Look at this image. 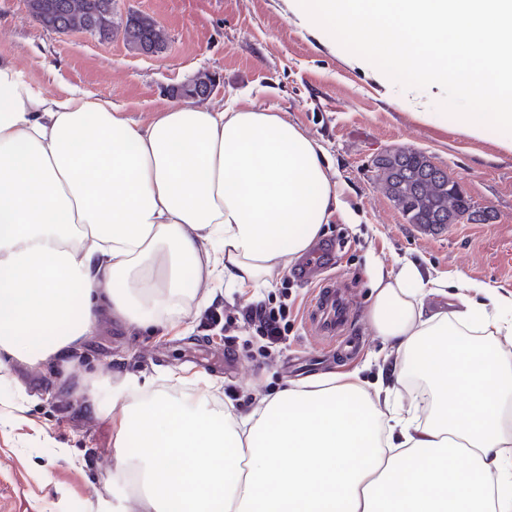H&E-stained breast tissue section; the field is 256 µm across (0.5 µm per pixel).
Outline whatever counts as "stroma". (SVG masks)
Returning a JSON list of instances; mask_svg holds the SVG:
<instances>
[{
  "label": "stroma",
  "mask_w": 512,
  "mask_h": 512,
  "mask_svg": "<svg viewBox=\"0 0 512 512\" xmlns=\"http://www.w3.org/2000/svg\"><path fill=\"white\" fill-rule=\"evenodd\" d=\"M131 12L164 31L162 52L131 49L119 29L108 41L50 32L25 0H0V57L11 58L48 94L80 90L124 106L142 122L173 103V88L203 71L216 76L209 103L249 101L287 113L329 156V176L347 204L348 219L331 218L320 238L334 247L323 272L349 292L358 315L354 331L364 343L342 361L328 340L315 337L306 314L314 284L298 277L296 261L261 291L271 302L289 301L293 321L287 343L266 359L247 345L239 323L230 330L236 365L228 368L223 336L201 318L176 336L102 319L76 370L53 362L0 367V512H96L100 498L119 493L112 482V421L73 404L75 372L152 377L157 389L176 396L182 388L166 376L188 367L216 381L215 411L229 402L245 412L256 393L330 370L357 368L375 381L385 349L367 316L372 260L391 270L408 259L433 277L512 292V154L502 153L495 137L477 140L419 122L417 113L434 111L438 95L376 83L351 64L349 52L322 47L291 21L284 0H117V20ZM409 95L412 106H400ZM398 148L423 152L447 168L488 221L456 224L439 236L413 231L374 168L378 156ZM15 385L27 395L19 407L11 402Z\"/></svg>",
  "instance_id": "1"
}]
</instances>
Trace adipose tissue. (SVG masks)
I'll list each match as a JSON object with an SVG mask.
<instances>
[{
	"label": "adipose tissue",
	"mask_w": 512,
	"mask_h": 512,
	"mask_svg": "<svg viewBox=\"0 0 512 512\" xmlns=\"http://www.w3.org/2000/svg\"><path fill=\"white\" fill-rule=\"evenodd\" d=\"M327 169L285 114L181 103L143 124L0 58V362L64 359L104 316L164 332L194 300L266 287L345 213ZM370 286L393 386L331 371L217 413L197 372L177 400L150 378L92 383L81 406L137 449L113 482L138 479L139 512H512V295L474 284L445 312L429 299L446 281L409 262ZM411 368L425 417L400 401Z\"/></svg>",
	"instance_id": "adipose-tissue-1"
}]
</instances>
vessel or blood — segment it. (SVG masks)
Segmentation results:
<instances>
[{"label": "vessel or blood", "mask_w": 512, "mask_h": 512, "mask_svg": "<svg viewBox=\"0 0 512 512\" xmlns=\"http://www.w3.org/2000/svg\"><path fill=\"white\" fill-rule=\"evenodd\" d=\"M310 319L321 337L339 339L342 350H349L345 328L353 322L354 312L335 281H320L311 299Z\"/></svg>", "instance_id": "1"}]
</instances>
